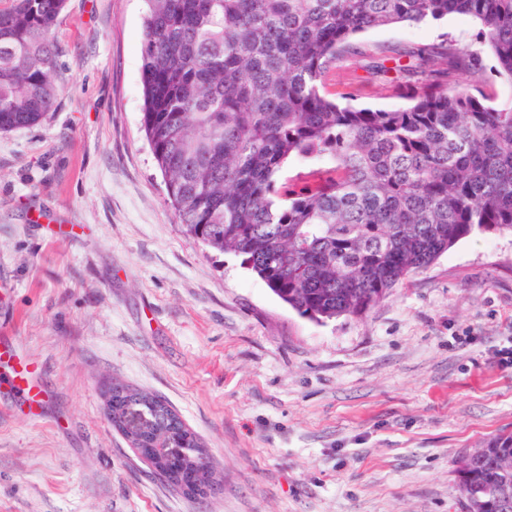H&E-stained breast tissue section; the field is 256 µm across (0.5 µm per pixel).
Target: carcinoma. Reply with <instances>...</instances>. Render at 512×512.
Instances as JSON below:
<instances>
[{"instance_id": "obj_1", "label": "carcinoma", "mask_w": 512, "mask_h": 512, "mask_svg": "<svg viewBox=\"0 0 512 512\" xmlns=\"http://www.w3.org/2000/svg\"><path fill=\"white\" fill-rule=\"evenodd\" d=\"M142 126L180 223L241 258L300 315L358 316L476 230L512 231V103L484 91L482 54L512 81V0H147ZM64 0L0 9V131L40 122L58 95L53 30ZM455 14L477 50L363 46L356 37ZM389 61L409 88L398 108L342 105L329 69ZM293 159L327 160L301 178ZM112 390V425L174 410ZM462 512H495L498 456H461ZM160 478L190 487L171 463Z\"/></svg>"}]
</instances>
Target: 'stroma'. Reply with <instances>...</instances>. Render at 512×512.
Here are the masks:
<instances>
[{"instance_id":"1","label":"stroma","mask_w":512,"mask_h":512,"mask_svg":"<svg viewBox=\"0 0 512 512\" xmlns=\"http://www.w3.org/2000/svg\"><path fill=\"white\" fill-rule=\"evenodd\" d=\"M145 0H65L59 93L0 132V334L43 368V418L0 401V512H461L456 461L512 433V232L478 231L360 316L319 323L175 216L142 130ZM451 15L363 45L472 43ZM325 89L396 108L401 85ZM171 405L222 475L191 496L104 414ZM113 384H115V389L112 388ZM137 395H139L138 391L121 383L113 382L109 386L106 414L114 427L120 430L122 418L130 410L129 414L133 417L142 418L143 414L150 418L160 417L161 425L159 428L172 430L175 436L181 437L180 431L186 425L173 409L170 408L171 410H169L155 401H141L136 398Z\"/></svg>"}]
</instances>
